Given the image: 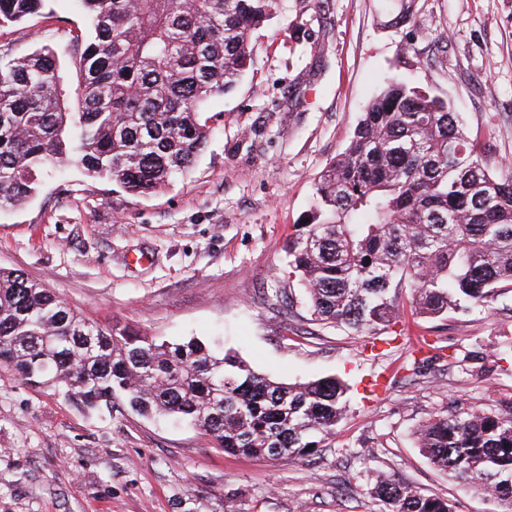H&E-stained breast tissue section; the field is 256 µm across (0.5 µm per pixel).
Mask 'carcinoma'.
<instances>
[{
	"label": "carcinoma",
	"mask_w": 512,
	"mask_h": 512,
	"mask_svg": "<svg viewBox=\"0 0 512 512\" xmlns=\"http://www.w3.org/2000/svg\"><path fill=\"white\" fill-rule=\"evenodd\" d=\"M45 0H0V27ZM90 35L0 63V209L36 191L47 164L151 195L206 147L204 106L253 62V31L275 0H77ZM69 56L75 76L59 64ZM288 275L311 320L358 336L411 314L444 318L512 292V174L489 172L448 105L397 78L367 105L346 149L320 173L310 219L288 240ZM0 365L63 389L95 412L123 400L143 416L182 418L227 453L316 454L346 415L335 376L285 383L231 350L171 343L90 322L19 270L0 268ZM418 447L440 471L512 512V406L464 402L431 413ZM380 512H453L448 501L381 474Z\"/></svg>",
	"instance_id": "carcinoma-1"
}]
</instances>
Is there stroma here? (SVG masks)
I'll return each mask as SVG.
<instances>
[{
	"instance_id": "1",
	"label": "stroma",
	"mask_w": 512,
	"mask_h": 512,
	"mask_svg": "<svg viewBox=\"0 0 512 512\" xmlns=\"http://www.w3.org/2000/svg\"><path fill=\"white\" fill-rule=\"evenodd\" d=\"M277 0L254 31V62L212 99L214 133L193 168L150 197L76 165L48 164L24 205L0 210V267L18 269L102 327L236 351L288 383L326 376L349 410L314 456L224 453L186 423L126 403L85 413L0 366V512H379L378 474L499 512L493 498L435 470L413 431L464 401L512 403V293L443 319L404 314L394 348L310 321L284 271L320 171L348 144L388 78L462 113L487 169H512V0ZM85 27L77 0L0 29V58L66 43ZM426 338L438 357L405 370ZM385 385L369 390L376 377Z\"/></svg>"
}]
</instances>
